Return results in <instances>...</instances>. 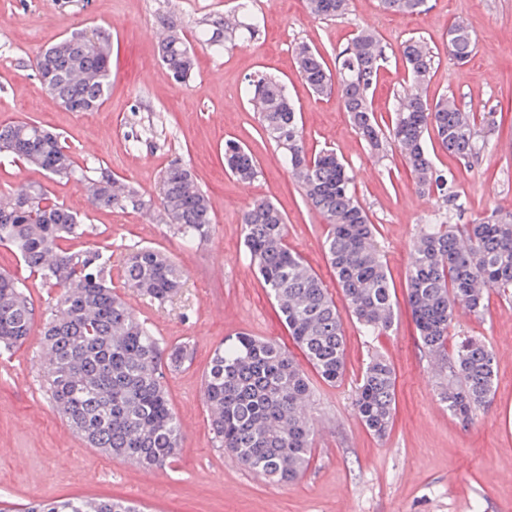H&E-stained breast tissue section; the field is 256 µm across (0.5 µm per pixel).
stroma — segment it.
Listing matches in <instances>:
<instances>
[{
    "mask_svg": "<svg viewBox=\"0 0 512 512\" xmlns=\"http://www.w3.org/2000/svg\"><path fill=\"white\" fill-rule=\"evenodd\" d=\"M237 0H0V125L37 123L61 133L75 158L108 167L152 195L160 174L175 160L187 164L209 197L215 220L210 238L188 248L159 211L89 209L82 184L47 178L21 163L0 164V195L24 184L45 186L78 212L90 235L74 240L112 251V287L167 345L187 341L189 364L166 372L165 387L182 424V449L165 469L87 447L49 401L38 358L53 290L39 279L26 287L35 305L27 342L0 355V512H22L29 502L71 496L118 498L147 512H512V297L490 292L483 313L457 310L449 342L481 339L496 357L489 402L472 423L451 417L438 397L441 371L419 346L405 301L410 250L437 206L420 193L396 149L370 152L343 111L337 93L313 94L296 70L299 43L316 47L328 68L357 28L372 30L388 59L378 72L373 108L390 124L404 87L399 55L409 38L423 39L434 59L429 97H455L475 112H493L481 126L486 148L465 165L438 143L429 148L438 168L450 171L460 191L458 224L491 212H512V0H427L414 15L385 10L380 0H349L347 16L310 15L303 0H256L261 35L214 55L196 42L202 18L235 12ZM464 21L476 40L467 63L448 51L446 33ZM174 22L195 42L197 67L178 83L159 58L151 29ZM102 28L112 35L110 89L95 112H70L49 94L34 58L61 37ZM283 80L301 113L310 151L335 150L350 165L355 193L376 224L394 286L395 323L387 335L363 336L344 316L347 365L333 385L312 377L309 410L314 454L305 474L282 485L256 476L214 447L202 381L214 349L239 332L289 343L261 281L249 264L240 216L268 199L288 219V245L322 279L337 307L340 288L323 249L326 223L306 205L282 153L247 102L248 78ZM137 132L138 145L127 135ZM234 138L257 159L261 174L239 182L224 168V141ZM133 245L171 254L186 271L182 291L151 303L129 290L119 262ZM383 356L396 376V412L385 438L371 435L353 410L360 374L372 355Z\"/></svg>",
    "mask_w": 512,
    "mask_h": 512,
    "instance_id": "stroma-1",
    "label": "stroma"
}]
</instances>
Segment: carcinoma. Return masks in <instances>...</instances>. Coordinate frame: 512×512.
Listing matches in <instances>:
<instances>
[{
  "mask_svg": "<svg viewBox=\"0 0 512 512\" xmlns=\"http://www.w3.org/2000/svg\"><path fill=\"white\" fill-rule=\"evenodd\" d=\"M426 0H381L399 14L420 13ZM348 0H306L321 19H341ZM258 31L256 18L203 28L214 52L226 42L248 41ZM475 48L461 23L448 28V49L460 63ZM407 87L399 96L388 132H383L370 98L384 47L369 30H357L331 72L321 53L308 44L295 51L296 68L317 95L337 87L340 103L356 133L375 152L391 142L415 174L419 189L440 204L425 220L412 252L406 282L407 303L423 350L448 361V383L439 399L455 418L469 422L489 401L495 383L493 351L465 337L448 350L455 312L485 308L491 291L512 294V212L475 224H448L460 198L454 175L438 170L427 148L432 135L449 155L474 162L485 144L480 124L494 123L491 112H472L453 97L429 100L426 93L434 60L420 39L400 50ZM168 74L184 82L194 71L195 54L174 24L161 45ZM43 87L69 112H93L109 88L111 46L99 30H80L61 38L34 60ZM249 102L277 147L306 204L325 219L323 247L336 282L366 336L394 325L392 288L377 240V229L359 203L353 177L331 150L310 153L287 89L266 75L249 80ZM22 162L49 176L86 186L96 209L149 211L158 206L165 223L182 242L207 239L214 217L193 171L173 162L160 175L156 196L117 184L101 166L80 165L61 136L35 123L0 126V160ZM224 166L240 181L258 178L260 167L238 141L224 142ZM250 265L281 314L288 334L319 378L330 385L346 369L343 317L328 289L299 254L288 247L286 217L270 201H258L242 217ZM86 233L81 219L52 198L45 187L23 186L0 202V245L11 248L20 265L43 285L58 289L43 331L46 392L73 431L91 448L149 468H164L179 454L183 432L164 385L163 369L176 370L191 359L189 343L160 345L150 328L112 293V252L102 246L73 249L69 242ZM127 285L162 302L175 296L185 274L165 252L151 246L129 251L123 262ZM35 308L24 282L0 272V351L9 352L29 337ZM203 394L218 447L247 470L287 484L308 468L314 430L307 415L310 380L288 348L240 332L215 348L205 373ZM395 375L388 361L372 356L356 385L353 407L365 428L381 437L395 407ZM24 512H143L134 502L71 497L28 504Z\"/></svg>",
  "mask_w": 512,
  "mask_h": 512,
  "instance_id": "cac0c4a2",
  "label": "carcinoma"
}]
</instances>
